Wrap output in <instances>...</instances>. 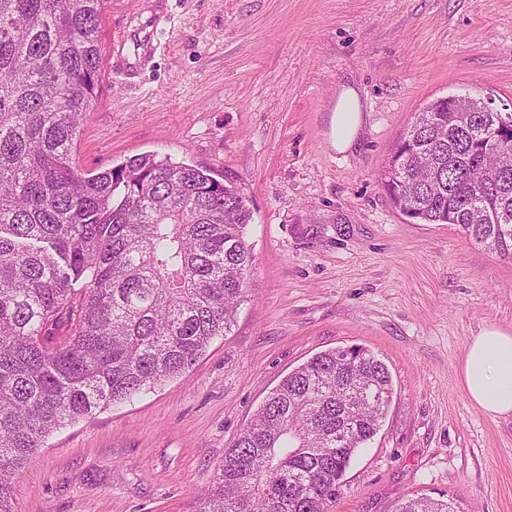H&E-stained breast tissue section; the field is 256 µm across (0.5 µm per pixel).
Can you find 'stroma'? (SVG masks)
I'll return each instance as SVG.
<instances>
[{"label": "stroma", "instance_id": "1", "mask_svg": "<svg viewBox=\"0 0 512 512\" xmlns=\"http://www.w3.org/2000/svg\"><path fill=\"white\" fill-rule=\"evenodd\" d=\"M99 101L77 168L170 156L238 187L254 262L230 332L178 377L55 431L15 479L14 512H198L224 450L280 381L360 347L393 394L332 512L406 497L512 512V417L465 395L460 361L512 330V262L453 224H413L380 174L417 113L449 95L512 113V0H108ZM358 85L353 150L330 143ZM365 112L361 94L352 84H343L331 116V144L338 153L350 151L355 146L363 127Z\"/></svg>", "mask_w": 512, "mask_h": 512}]
</instances>
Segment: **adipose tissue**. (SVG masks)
Instances as JSON below:
<instances>
[{
	"instance_id": "ef3b65f1",
	"label": "adipose tissue",
	"mask_w": 512,
	"mask_h": 512,
	"mask_svg": "<svg viewBox=\"0 0 512 512\" xmlns=\"http://www.w3.org/2000/svg\"><path fill=\"white\" fill-rule=\"evenodd\" d=\"M364 123L361 94L341 86L331 116L336 152L353 149ZM461 384L470 402L492 417L512 416V331L489 325L474 336L460 364Z\"/></svg>"
}]
</instances>
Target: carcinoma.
Instances as JSON below:
<instances>
[{
  "instance_id": "carcinoma-1",
  "label": "carcinoma",
  "mask_w": 512,
  "mask_h": 512,
  "mask_svg": "<svg viewBox=\"0 0 512 512\" xmlns=\"http://www.w3.org/2000/svg\"><path fill=\"white\" fill-rule=\"evenodd\" d=\"M106 0H0V512L47 438L195 364L244 301L253 253L243 193L142 154L95 174L73 161L97 103ZM500 112L429 103L381 184L423 224H455L512 259V147ZM392 397L355 348L288 374L224 450L199 512H329ZM396 512H455L426 496Z\"/></svg>"
}]
</instances>
